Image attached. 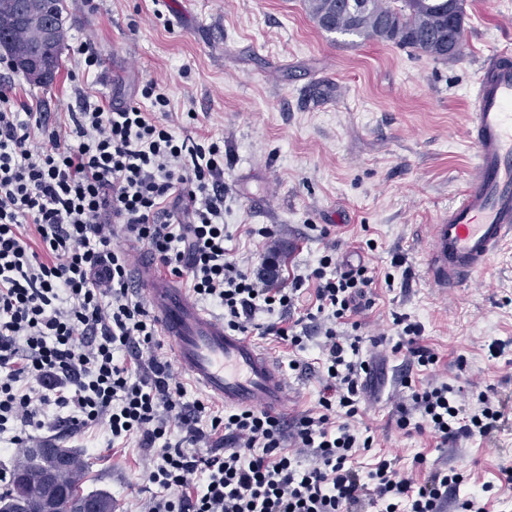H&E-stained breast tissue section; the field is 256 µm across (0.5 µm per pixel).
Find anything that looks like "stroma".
<instances>
[{
  "label": "stroma",
  "mask_w": 512,
  "mask_h": 512,
  "mask_svg": "<svg viewBox=\"0 0 512 512\" xmlns=\"http://www.w3.org/2000/svg\"><path fill=\"white\" fill-rule=\"evenodd\" d=\"M69 38L55 79L31 84L6 72L14 98L62 113L77 96L101 104L137 102L156 81L170 100L167 125L178 136L224 147V228L228 257L275 287L300 277L294 309L258 311L256 322L293 323L315 302L309 278L335 252L374 278L358 331L368 388L352 419L355 462L369 471L378 456L399 475L429 469L464 474L461 496L482 485L487 512H512V420L485 439L445 445L398 427L409 391L447 382L468 408L480 391L512 397V245H504L467 284L434 287L426 269L430 227L458 200L473 150L465 137L467 93L492 47L512 42V0H467L461 51L443 62L391 44L353 45L322 32L304 0H65ZM90 47L99 67L84 64ZM392 281H385V273ZM406 316L437 354L430 368L408 367L393 323ZM250 340L285 370L288 418L316 410L325 376L318 363L323 328L311 323L305 349L273 336ZM504 344L501 356L492 346ZM99 427L66 432L57 423L36 444L77 449L89 464L84 491L106 492L112 512H147L154 489L136 485L151 468L137 439L109 445Z\"/></svg>",
  "instance_id": "obj_1"
}]
</instances>
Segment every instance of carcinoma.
Masks as SVG:
<instances>
[{
    "instance_id": "cac0c4a2",
    "label": "carcinoma",
    "mask_w": 512,
    "mask_h": 512,
    "mask_svg": "<svg viewBox=\"0 0 512 512\" xmlns=\"http://www.w3.org/2000/svg\"><path fill=\"white\" fill-rule=\"evenodd\" d=\"M33 13L24 24L17 13L0 7V41L29 46L38 42L41 24L50 16L40 13L43 0H18ZM309 16L328 34L356 43L375 41L411 48L435 60L448 61V37L460 40L465 17L453 18L448 0H305ZM66 464L57 480L61 501L59 512H112V497L106 493H86L82 485L89 465L72 448H36L24 454V461L11 471L5 491L0 494V512H35L45 474Z\"/></svg>"
}]
</instances>
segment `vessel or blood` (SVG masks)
I'll return each mask as SVG.
<instances>
[{
  "label": "vessel or blood",
  "mask_w": 512,
  "mask_h": 512,
  "mask_svg": "<svg viewBox=\"0 0 512 512\" xmlns=\"http://www.w3.org/2000/svg\"><path fill=\"white\" fill-rule=\"evenodd\" d=\"M466 136L472 173L458 202L431 229L428 275L439 288H457L512 241V46L489 50L470 94ZM135 287L170 343L176 368L227 408L288 410V380L269 351L225 327L182 282L137 253Z\"/></svg>",
  "instance_id": "1"
}]
</instances>
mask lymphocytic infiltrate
Listing matches in <instances>:
<instances>
[{
  "label": "lymphocytic infiltrate",
  "instance_id": "lymphocytic-infiltrate-1",
  "mask_svg": "<svg viewBox=\"0 0 512 512\" xmlns=\"http://www.w3.org/2000/svg\"><path fill=\"white\" fill-rule=\"evenodd\" d=\"M12 90L0 84V433L13 447H26L49 416L75 431L138 436L154 457L145 478L159 488L149 512H359L366 502L377 512H441L459 493L464 477L453 470L432 469L417 484L383 457L367 472L354 465L356 448L373 443L348 423L369 367L360 337L342 327L360 328L373 278L329 254L312 272L315 308L305 314L327 323L319 414L291 422L184 402L158 327L129 283L130 243L186 278L196 299L221 307L230 329L255 327L295 348L303 333L254 317L262 307H293L303 279L273 288L227 260L223 153L160 123L170 101L158 84L142 90L150 108L85 99L57 122L16 105ZM459 395L445 382L412 389L422 421L404 414L398 424L445 444L488 437L512 418L508 400L482 391L470 412ZM337 409L346 417L338 426ZM210 429L229 445L203 456L197 447ZM307 451L310 466L293 462L292 453Z\"/></svg>",
  "mask_w": 512,
  "mask_h": 512
}]
</instances>
